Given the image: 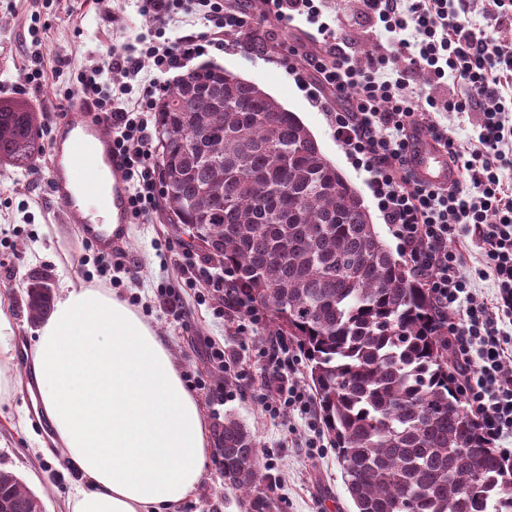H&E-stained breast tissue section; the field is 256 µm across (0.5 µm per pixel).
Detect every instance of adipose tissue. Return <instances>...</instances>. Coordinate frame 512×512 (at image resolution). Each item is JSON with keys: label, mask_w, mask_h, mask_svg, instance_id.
Instances as JSON below:
<instances>
[{"label": "adipose tissue", "mask_w": 512, "mask_h": 512, "mask_svg": "<svg viewBox=\"0 0 512 512\" xmlns=\"http://www.w3.org/2000/svg\"><path fill=\"white\" fill-rule=\"evenodd\" d=\"M31 368L55 444L87 479L69 512H171L202 483V408L125 300L64 285L37 331Z\"/></svg>", "instance_id": "adipose-tissue-1"}]
</instances>
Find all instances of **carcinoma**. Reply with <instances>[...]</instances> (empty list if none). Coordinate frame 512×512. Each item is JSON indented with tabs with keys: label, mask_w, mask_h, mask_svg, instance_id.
<instances>
[{
	"label": "carcinoma",
	"mask_w": 512,
	"mask_h": 512,
	"mask_svg": "<svg viewBox=\"0 0 512 512\" xmlns=\"http://www.w3.org/2000/svg\"><path fill=\"white\" fill-rule=\"evenodd\" d=\"M154 119L168 220L193 227L224 261L228 295L303 352L356 512H512V460L464 407L443 315L296 113L202 64L162 92ZM29 157L1 126L0 159ZM50 300L33 279L30 317ZM213 444L246 512H277L253 433L226 414ZM0 512L43 510L0 470Z\"/></svg>",
	"instance_id": "cac0c4a2"
}]
</instances>
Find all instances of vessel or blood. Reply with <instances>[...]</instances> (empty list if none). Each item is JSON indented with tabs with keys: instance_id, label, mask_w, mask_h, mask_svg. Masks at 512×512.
<instances>
[{
	"instance_id": "1",
	"label": "vessel or blood",
	"mask_w": 512,
	"mask_h": 512,
	"mask_svg": "<svg viewBox=\"0 0 512 512\" xmlns=\"http://www.w3.org/2000/svg\"><path fill=\"white\" fill-rule=\"evenodd\" d=\"M107 126L103 113L76 102L74 112L60 121L51 135L53 161L48 178L52 198L63 205L72 222L81 225L85 237L104 254L111 253L124 225L132 219L128 185ZM410 161L413 171L427 183L448 186L458 179L444 150L425 136H418ZM106 171L112 175V188L105 213L83 209L76 192L98 194Z\"/></svg>"
}]
</instances>
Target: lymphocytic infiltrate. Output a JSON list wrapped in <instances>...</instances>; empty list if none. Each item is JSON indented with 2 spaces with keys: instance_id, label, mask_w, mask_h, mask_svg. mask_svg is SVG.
Masks as SVG:
<instances>
[{
  "instance_id": "1",
  "label": "lymphocytic infiltrate",
  "mask_w": 512,
  "mask_h": 512,
  "mask_svg": "<svg viewBox=\"0 0 512 512\" xmlns=\"http://www.w3.org/2000/svg\"><path fill=\"white\" fill-rule=\"evenodd\" d=\"M368 19L372 52L352 62L356 41L345 28H329L323 13L331 0H266L282 23L306 18L317 23L325 48L299 54L291 70L310 73L336 101L323 104L337 139L371 175L373 194L385 223L405 246L411 267L429 288L441 313L462 317L449 325L448 341L459 367L460 391L480 422L484 437L512 441V183L502 176L512 166V54L491 34L512 24V5L502 4L487 26L466 23L468 0H351ZM156 24L124 43L110 61L78 70L62 95L93 104L110 122L116 152L125 164L134 217L157 208L152 131L146 117L165 88L166 73L204 52L223 48L222 34L241 30L248 15L226 0H147ZM178 30L167 39V30ZM121 83L105 89L111 73ZM429 77L428 88L414 82ZM478 112L479 130L469 145L449 138L440 117ZM441 142L462 181L445 188L412 173L408 155L418 133ZM480 248L478 266L467 267L453 248L459 233ZM491 279V299H475V280ZM287 340L269 356L257 397L269 411H299L307 418V447L320 443L311 402L296 385Z\"/></svg>"
}]
</instances>
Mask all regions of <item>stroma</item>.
I'll use <instances>...</instances> for the list:
<instances>
[{"mask_svg":"<svg viewBox=\"0 0 512 512\" xmlns=\"http://www.w3.org/2000/svg\"><path fill=\"white\" fill-rule=\"evenodd\" d=\"M150 15L141 0H0V91L12 97L45 101L54 119L72 112L70 100L58 94L77 69L109 58L113 44L148 28ZM272 33L269 56L251 55L240 47L242 38L227 36L223 50L207 49L196 64L215 63L252 81L295 112L309 128L321 151L337 166L362 196L374 224L387 245H401L384 224L369 187V173L360 168L337 140L326 113L310 91L288 71L291 49L316 47V27L305 20L289 24L273 16L252 13ZM44 28L45 82L27 84L26 51L29 29ZM31 164L16 168L0 163V306L9 314L14 333L0 337L18 375L27 372L24 350L36 340L37 322L28 312L32 277H44L52 293L66 282H85L95 273L99 254L87 246L80 225L71 223L66 210L47 189L51 138H38ZM112 261L118 266L113 291L134 302L170 349L183 379L201 381L194 395L207 424L234 415L255 435L259 457L271 479V494L279 512H355L331 444L306 447L309 435L300 414L284 412L272 417L254 400L252 390L262 380L266 353L276 340L263 309L251 310L229 299L214 300L205 286L184 285L187 255L201 249L185 234L167 224L163 212L127 226L116 244ZM180 293V320L168 315L161 289ZM240 355L242 375L221 374L208 359L210 346ZM38 395L20 386L0 405V469L18 475L43 502L44 512H66L81 473L51 446L52 429L38 407ZM175 512H243L235 491L226 489L215 464H207L198 490Z\"/></svg>","mask_w":512,"mask_h":512,"instance_id":"obj_1","label":"stroma"}]
</instances>
